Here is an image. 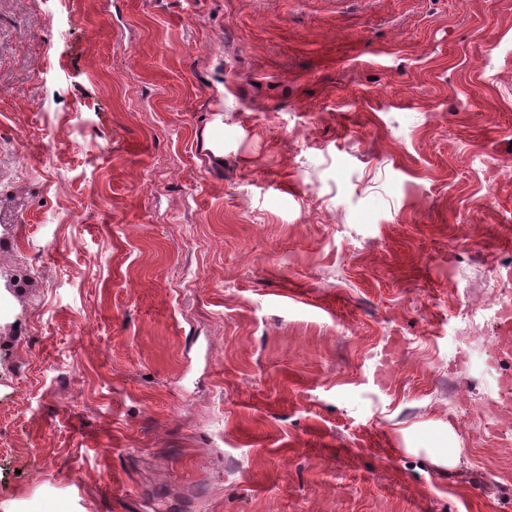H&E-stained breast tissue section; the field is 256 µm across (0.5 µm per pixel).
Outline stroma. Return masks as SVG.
I'll return each instance as SVG.
<instances>
[{
  "mask_svg": "<svg viewBox=\"0 0 512 512\" xmlns=\"http://www.w3.org/2000/svg\"><path fill=\"white\" fill-rule=\"evenodd\" d=\"M511 258L512 0H0V512H512Z\"/></svg>",
  "mask_w": 512,
  "mask_h": 512,
  "instance_id": "1",
  "label": "stroma"
}]
</instances>
